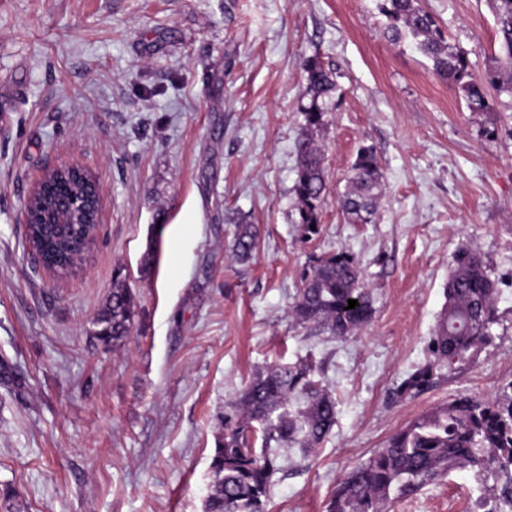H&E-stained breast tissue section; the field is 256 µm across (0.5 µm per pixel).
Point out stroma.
Masks as SVG:
<instances>
[{"label":"stroma","instance_id":"1","mask_svg":"<svg viewBox=\"0 0 512 512\" xmlns=\"http://www.w3.org/2000/svg\"><path fill=\"white\" fill-rule=\"evenodd\" d=\"M482 74L491 0H421ZM379 0H0V512H204L217 417L266 366L302 357L337 402L315 452L282 450L267 512H324L354 467L459 395L512 382V96L474 113ZM336 77L319 133L320 232L296 224L302 62ZM385 182L372 224L337 196L360 146ZM101 183L81 265L48 276L26 241L43 173ZM258 225L232 261L238 220ZM481 252L498 282L496 338L431 389L393 390L428 356L453 255ZM360 262L371 323L340 340L290 315L317 258ZM123 269L137 316L124 346L92 337ZM460 471L394 512H484Z\"/></svg>","mask_w":512,"mask_h":512}]
</instances>
